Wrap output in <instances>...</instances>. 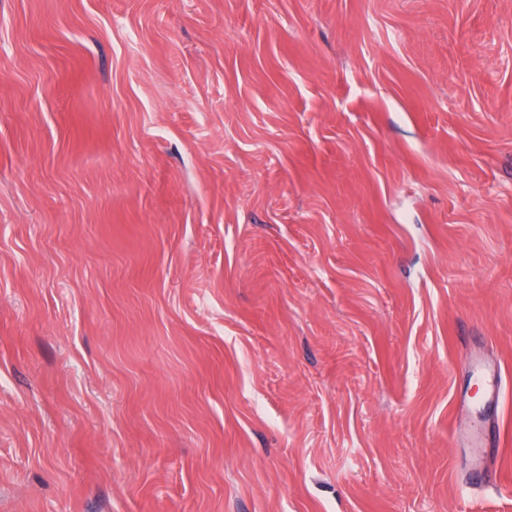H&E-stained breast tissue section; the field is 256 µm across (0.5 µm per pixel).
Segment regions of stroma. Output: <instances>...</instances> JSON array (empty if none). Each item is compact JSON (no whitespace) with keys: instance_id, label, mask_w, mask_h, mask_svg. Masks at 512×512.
Returning <instances> with one entry per match:
<instances>
[{"instance_id":"35a3bbf8","label":"stroma","mask_w":512,"mask_h":512,"mask_svg":"<svg viewBox=\"0 0 512 512\" xmlns=\"http://www.w3.org/2000/svg\"><path fill=\"white\" fill-rule=\"evenodd\" d=\"M491 420L512 0H0V512H512ZM472 447L470 470L474 485L481 486L487 484L489 474H494L496 479L494 462L495 454H498L500 448L499 430L476 432L472 438Z\"/></svg>"}]
</instances>
